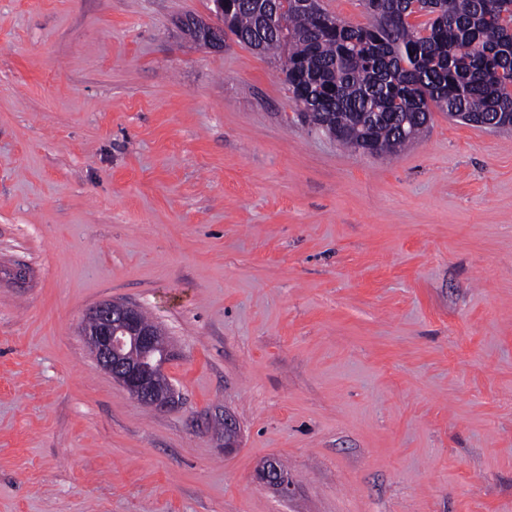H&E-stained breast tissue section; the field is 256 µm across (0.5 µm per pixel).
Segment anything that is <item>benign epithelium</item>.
Segmentation results:
<instances>
[{
	"label": "benign epithelium",
	"instance_id": "obj_1",
	"mask_svg": "<svg viewBox=\"0 0 512 512\" xmlns=\"http://www.w3.org/2000/svg\"><path fill=\"white\" fill-rule=\"evenodd\" d=\"M213 20L188 18L184 25L214 45L224 46V0H212ZM82 331L98 364L112 374L129 394L156 410L172 407L173 388L163 381V367L171 356L159 349L155 331L141 318L138 307L106 301L86 316ZM256 479L282 496L291 493L292 480L281 471L276 459L265 461Z\"/></svg>",
	"mask_w": 512,
	"mask_h": 512
}]
</instances>
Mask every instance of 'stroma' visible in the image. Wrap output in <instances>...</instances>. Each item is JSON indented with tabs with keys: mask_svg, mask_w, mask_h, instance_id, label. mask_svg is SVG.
I'll return each instance as SVG.
<instances>
[{
	"mask_svg": "<svg viewBox=\"0 0 512 512\" xmlns=\"http://www.w3.org/2000/svg\"><path fill=\"white\" fill-rule=\"evenodd\" d=\"M211 8L0 0V512H512V130L355 151ZM113 300L172 408L91 353ZM82 331L98 364L129 394L156 410L171 408L173 388L163 381V367L171 356L159 349L155 331L141 318L138 307L106 301L86 316ZM256 479L282 496H289L291 493L292 480L287 473L281 471L274 458L260 466L256 471Z\"/></svg>",
	"mask_w": 512,
	"mask_h": 512,
	"instance_id": "stroma-1",
	"label": "stroma"
}]
</instances>
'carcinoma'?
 <instances>
[{
	"instance_id": "carcinoma-1",
	"label": "carcinoma",
	"mask_w": 512,
	"mask_h": 512,
	"mask_svg": "<svg viewBox=\"0 0 512 512\" xmlns=\"http://www.w3.org/2000/svg\"><path fill=\"white\" fill-rule=\"evenodd\" d=\"M227 2L224 29L284 57L300 115L346 146L395 154L422 135L434 107L512 129V0H364L366 22L355 25L321 4ZM415 15L427 20L413 24Z\"/></svg>"
}]
</instances>
